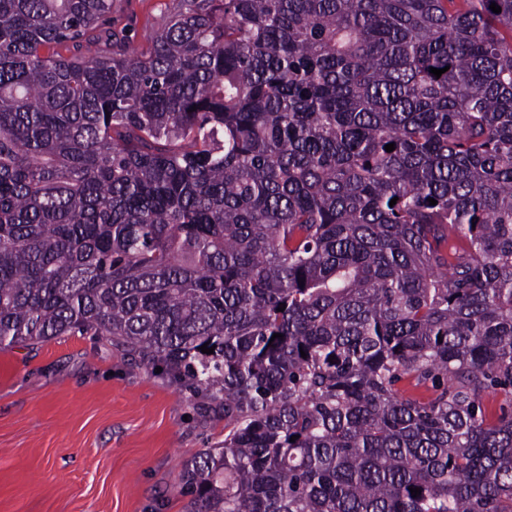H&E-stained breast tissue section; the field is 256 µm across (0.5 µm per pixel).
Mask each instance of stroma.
Returning <instances> with one entry per match:
<instances>
[{
	"mask_svg": "<svg viewBox=\"0 0 512 512\" xmlns=\"http://www.w3.org/2000/svg\"><path fill=\"white\" fill-rule=\"evenodd\" d=\"M172 0H115L109 27L146 44ZM224 438L185 384L104 337L0 350V512H190L181 472Z\"/></svg>",
	"mask_w": 512,
	"mask_h": 512,
	"instance_id": "35a3bbf8",
	"label": "stroma"
}]
</instances>
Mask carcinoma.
<instances>
[{
    "label": "carcinoma",
    "instance_id": "carcinoma-1",
    "mask_svg": "<svg viewBox=\"0 0 512 512\" xmlns=\"http://www.w3.org/2000/svg\"><path fill=\"white\" fill-rule=\"evenodd\" d=\"M112 2L0 0V349L187 382L192 512H512V0ZM112 18L105 27L122 31L126 40L146 45L147 39L161 25L172 0H114Z\"/></svg>",
    "mask_w": 512,
    "mask_h": 512
}]
</instances>
